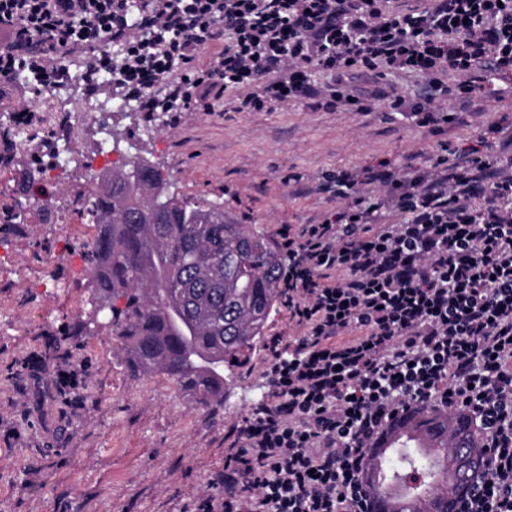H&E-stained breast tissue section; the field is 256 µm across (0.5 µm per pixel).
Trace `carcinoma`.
Masks as SVG:
<instances>
[{
	"instance_id": "1",
	"label": "carcinoma",
	"mask_w": 512,
	"mask_h": 512,
	"mask_svg": "<svg viewBox=\"0 0 512 512\" xmlns=\"http://www.w3.org/2000/svg\"><path fill=\"white\" fill-rule=\"evenodd\" d=\"M151 165L134 163L135 179L112 173L87 209L96 234L84 251L96 298L114 302L111 321L130 376L170 377L200 405L224 396V364L257 342L281 301L285 276L267 237L210 202L189 205L165 194ZM162 197L160 223L152 222ZM410 418L432 436L437 469L413 503L379 497L390 512H448L442 489L465 446L448 448V416L420 406Z\"/></svg>"
}]
</instances>
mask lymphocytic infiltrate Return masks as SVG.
<instances>
[{
	"label": "lymphocytic infiltrate",
	"instance_id": "obj_1",
	"mask_svg": "<svg viewBox=\"0 0 512 512\" xmlns=\"http://www.w3.org/2000/svg\"><path fill=\"white\" fill-rule=\"evenodd\" d=\"M389 2L0 0V82L25 66L57 87L78 51L142 112L229 96L240 112L386 109L437 134L441 99L512 81V0ZM389 72L420 91L356 84ZM321 189L341 206L278 231L293 334L269 339L272 390L225 438L224 491L198 512H372L364 451L412 405L475 417L487 468L463 512H512V153L342 171Z\"/></svg>",
	"mask_w": 512,
	"mask_h": 512
}]
</instances>
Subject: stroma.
<instances>
[{
  "instance_id": "35a3bbf8",
  "label": "stroma",
  "mask_w": 512,
  "mask_h": 512,
  "mask_svg": "<svg viewBox=\"0 0 512 512\" xmlns=\"http://www.w3.org/2000/svg\"><path fill=\"white\" fill-rule=\"evenodd\" d=\"M56 111L34 118L20 139L5 115L45 97L23 81L0 91V512H194L224 466V437L270 383L258 369L264 342L243 350L223 400L202 407L166 375L131 380L106 318H93V281L81 244L95 234L86 208L87 171L98 148L95 124L66 116L79 92L58 90ZM483 115L434 136L398 114L313 112L304 104L262 112L231 105L172 114L128 110L113 118L122 148L159 170L170 195L217 201L273 245L284 224H311L337 201L316 192L323 176L389 160L430 165L441 142L489 150L485 129L512 122V102L482 99ZM71 152L54 187L51 219L30 206L17 178L49 149ZM85 366L84 382L63 402L49 380L23 367Z\"/></svg>"
}]
</instances>
